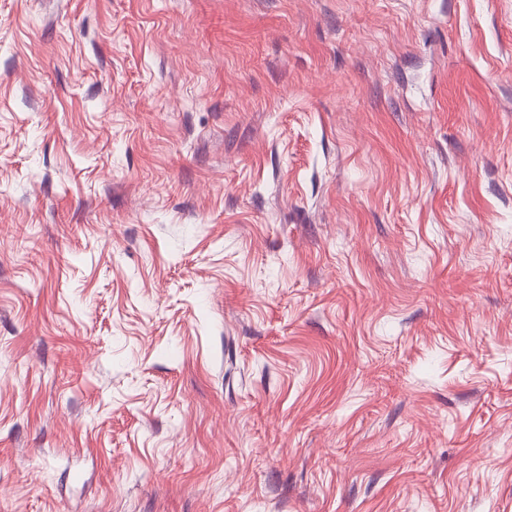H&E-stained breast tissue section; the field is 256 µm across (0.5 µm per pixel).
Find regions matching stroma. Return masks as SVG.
<instances>
[{
  "label": "stroma",
  "instance_id": "obj_1",
  "mask_svg": "<svg viewBox=\"0 0 512 512\" xmlns=\"http://www.w3.org/2000/svg\"><path fill=\"white\" fill-rule=\"evenodd\" d=\"M0 512H512V0H0Z\"/></svg>",
  "mask_w": 512,
  "mask_h": 512
}]
</instances>
